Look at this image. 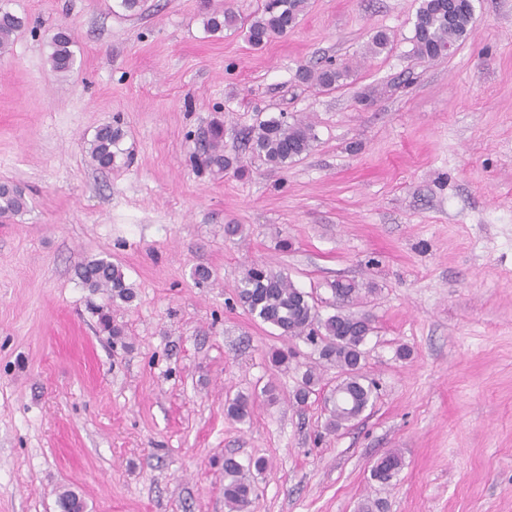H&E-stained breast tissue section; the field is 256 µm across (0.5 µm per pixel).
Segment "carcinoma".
<instances>
[{"instance_id": "obj_1", "label": "carcinoma", "mask_w": 512, "mask_h": 512, "mask_svg": "<svg viewBox=\"0 0 512 512\" xmlns=\"http://www.w3.org/2000/svg\"><path fill=\"white\" fill-rule=\"evenodd\" d=\"M306 0H263L261 13L255 16L246 31L247 41L255 48L266 45L272 38L285 35L299 23ZM473 12L457 8L448 12V0H421L416 12L413 54L419 59H435L471 33ZM24 25L23 18L5 11L0 13V53L6 51L13 35ZM204 25L210 33H222L237 27L238 17L230 9L214 10L205 16ZM73 40L69 32L59 28L50 38L48 62L60 74H68L75 66ZM297 79L321 90L339 87L350 77L347 67L326 65L316 70L301 68ZM123 130L118 125L103 124L96 128L89 141L88 155L98 169L112 168L115 163ZM316 139L313 126L302 120L288 122L284 116L259 118L247 132L256 157L270 168H281L310 152ZM201 162L212 172L222 173L233 167L234 158L224 154V124L211 123L200 143ZM27 207L23 190L13 184H0V218L22 214ZM76 275L88 288H104L112 299L129 302L133 299L122 267L106 258L87 259L78 265ZM336 301L352 303L360 288L354 281L337 280L329 285ZM239 302L249 314L263 324L279 331L282 337H304L312 344L320 343L319 357L338 370V397L325 402L329 412L325 430L337 432L350 426L373 404L376 384L364 373L363 346L373 332L370 315H356L342 310L322 316L312 296L283 271L264 264L245 269L236 286ZM318 377L307 370L295 390L296 403L307 402ZM251 397L239 395L226 408L228 417L244 421L249 417ZM403 467V458L390 451L371 468V478L388 485ZM265 469L264 460L243 465L233 456L224 458V503L231 512H243L255 491L251 471Z\"/></svg>"}]
</instances>
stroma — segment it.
<instances>
[{
	"instance_id": "35a3bbf8",
	"label": "stroma",
	"mask_w": 512,
	"mask_h": 512,
	"mask_svg": "<svg viewBox=\"0 0 512 512\" xmlns=\"http://www.w3.org/2000/svg\"><path fill=\"white\" fill-rule=\"evenodd\" d=\"M420 3L306 0L293 31L256 49L203 17L248 20L261 0H145L135 15L119 0H7L25 25L0 53V182L27 208L0 219V512H60L67 490L85 512H229L228 454L267 462L246 512H512V0H474L471 35L433 60L412 53ZM59 27L65 76L47 61ZM329 63L354 74L330 91L297 81ZM281 112L316 140L273 170L245 133ZM215 120L243 172L199 168ZM107 122L124 138L100 171L86 147ZM99 255L132 303L77 278ZM254 262L324 315L330 282L368 288L350 310L373 318L378 390L348 428L324 429L335 368L237 303ZM310 367L319 383L299 406ZM239 394L258 397L243 422L224 413ZM393 449L404 466L383 486L371 468ZM238 17L230 9H224V11L214 10L208 12L205 16L204 25L210 33H223L224 30L237 28ZM51 52L48 62L51 68L60 74H69L75 66L74 52L71 49L73 40L69 32L64 28H58L50 38Z\"/></svg>"
}]
</instances>
